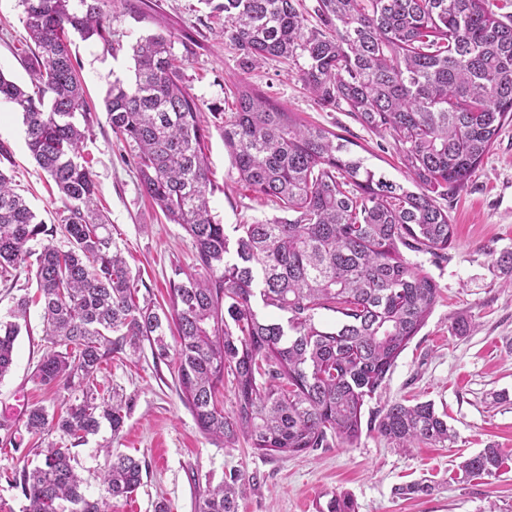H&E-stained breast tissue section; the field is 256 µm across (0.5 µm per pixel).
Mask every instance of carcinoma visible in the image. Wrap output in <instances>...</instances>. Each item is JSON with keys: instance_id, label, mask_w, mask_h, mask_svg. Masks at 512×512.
<instances>
[{"instance_id": "1", "label": "carcinoma", "mask_w": 512, "mask_h": 512, "mask_svg": "<svg viewBox=\"0 0 512 512\" xmlns=\"http://www.w3.org/2000/svg\"><path fill=\"white\" fill-rule=\"evenodd\" d=\"M20 2L34 45V91L0 72V102L22 114L28 149L57 188L67 240L64 248H33L48 229L0 170V277L35 269L48 346L33 379L56 388L51 405L27 411L25 428L59 435L40 450V464L14 472L20 512H112V500L141 486V461L107 449L99 492L90 496L67 441L105 421L112 437L123 431L133 399L115 387L101 394L95 378L107 356H135L145 342L158 359L175 355L180 399L214 441L242 438L288 455L357 441L365 406L439 298L402 249L437 257L451 246L453 225L437 197L464 190L512 122V16L496 12L495 0H316L311 28L299 0L218 4L243 71L305 58L298 81L319 105L343 108L391 139L414 185L368 167L346 139L300 121L243 78L224 146L239 180L284 216L237 224L233 239L212 213L209 131L182 63L167 36L137 39L132 80L112 83L105 111L112 131L136 147L141 194L192 238L197 261L192 273L175 271L169 307L159 310L138 303L137 280L80 162L77 115L86 100L68 35L108 40L107 0ZM29 304L15 298L0 317V379L12 368ZM322 310L341 318L329 326ZM226 374L230 414L217 401ZM368 424L398 448L453 438L431 401L395 402ZM501 466L498 449L488 447L461 470L491 476ZM240 480L198 490L195 512H238ZM318 512L356 507L335 494Z\"/></svg>"}]
</instances>
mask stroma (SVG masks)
Returning a JSON list of instances; mask_svg holds the SVG:
<instances>
[{"mask_svg":"<svg viewBox=\"0 0 512 512\" xmlns=\"http://www.w3.org/2000/svg\"><path fill=\"white\" fill-rule=\"evenodd\" d=\"M19 0H0V71L30 87L31 44L22 24ZM111 46L72 35L70 49L90 105L81 154L98 189V205L108 215L133 275L138 296L166 305L174 268L192 271L190 236L167 222L138 190L134 147L113 133L103 98L114 80L133 76L132 45L161 33L183 63L184 83L198 98L209 129L206 142L214 215L225 229L279 216L274 202L259 197L237 178L224 146V123L235 110L234 86L248 80L285 111L321 125L353 142V155L397 182L405 169L392 147L362 127L348 112L326 109L286 65L269 62L243 73L238 52L224 39V17L203 0H119L110 18ZM0 170L12 179L39 220L49 228L43 243L63 246L57 221L61 206L51 179L25 144L22 117L0 103ZM454 227L444 258L410 253L439 288L438 302L425 326L409 343L385 385L368 403L375 411L396 401H432L446 412L455 440L447 447L401 449L375 431L363 430L350 446L331 444L296 456L262 453L246 441L219 444L206 437L179 397L174 358L156 359L150 348L139 356L106 358L97 375L100 392L121 386L134 399L120 436L109 426L81 440L74 449L89 494H96L105 457L102 444L141 460L143 481L114 512H194V497L205 483L241 475L238 512H316L332 495L346 494L356 512H512V267L499 264L512 252V123L458 195L442 199ZM472 321L464 334L458 319ZM47 345L39 306H31L29 328L15 343L9 375L0 380V512H20L21 494L10 478L37 451L57 442L24 427L22 404H49L53 389L33 374ZM499 449L503 465L488 477H463L460 462L482 448Z\"/></svg>","mask_w":512,"mask_h":512,"instance_id":"1","label":"stroma"}]
</instances>
